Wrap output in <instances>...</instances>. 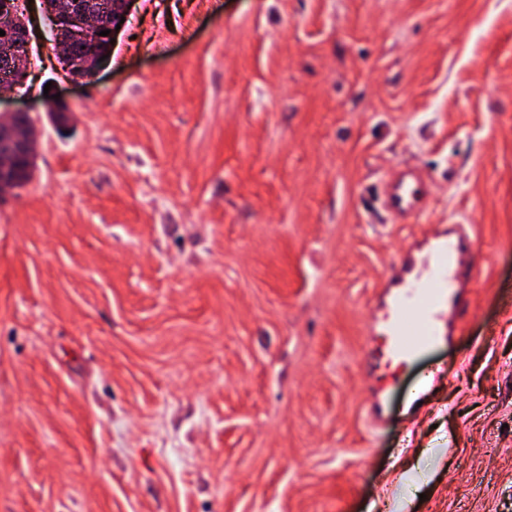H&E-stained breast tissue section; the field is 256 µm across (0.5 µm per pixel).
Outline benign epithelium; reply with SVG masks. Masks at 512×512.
Here are the masks:
<instances>
[{"label":"benign epithelium","instance_id":"obj_1","mask_svg":"<svg viewBox=\"0 0 512 512\" xmlns=\"http://www.w3.org/2000/svg\"><path fill=\"white\" fill-rule=\"evenodd\" d=\"M30 0H0V54L7 57L12 73H0L3 87L21 86L27 80L25 62L31 52V35L23 17L28 15ZM129 0H43L48 21L54 33V52L73 79L95 78L109 63L100 59L95 47L100 40L115 37L116 26L126 16ZM107 30L105 37L99 32ZM82 42L85 49L76 53L72 43ZM47 110L55 120L65 124L71 117L67 102L62 98L45 100ZM28 119L26 112L0 113V170L15 169L17 159L36 156V128L34 123H20Z\"/></svg>","mask_w":512,"mask_h":512}]
</instances>
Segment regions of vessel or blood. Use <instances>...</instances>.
Returning a JSON list of instances; mask_svg holds the SVG:
<instances>
[{
  "label": "vessel or blood",
  "mask_w": 512,
  "mask_h": 512,
  "mask_svg": "<svg viewBox=\"0 0 512 512\" xmlns=\"http://www.w3.org/2000/svg\"><path fill=\"white\" fill-rule=\"evenodd\" d=\"M428 179L403 167L382 183L381 205L392 222L407 224L426 209ZM476 258L462 224H432L405 247L370 309L373 334L384 337L389 363L401 367L450 335L466 311L467 274Z\"/></svg>",
  "instance_id": "vessel-or-blood-1"
}]
</instances>
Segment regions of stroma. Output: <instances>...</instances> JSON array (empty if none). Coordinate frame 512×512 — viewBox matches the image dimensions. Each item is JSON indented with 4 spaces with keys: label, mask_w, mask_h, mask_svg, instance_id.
I'll use <instances>...</instances> for the list:
<instances>
[{
    "label": "stroma",
    "mask_w": 512,
    "mask_h": 512,
    "mask_svg": "<svg viewBox=\"0 0 512 512\" xmlns=\"http://www.w3.org/2000/svg\"><path fill=\"white\" fill-rule=\"evenodd\" d=\"M31 85L0 98L39 129L0 201V512H512V0H131L96 78L46 53ZM402 166L428 206L392 224ZM451 221L470 308L394 367L369 300ZM427 191L428 179L422 171L402 167L382 183V208L393 223H410L426 210Z\"/></svg>",
    "instance_id": "obj_1"
}]
</instances>
